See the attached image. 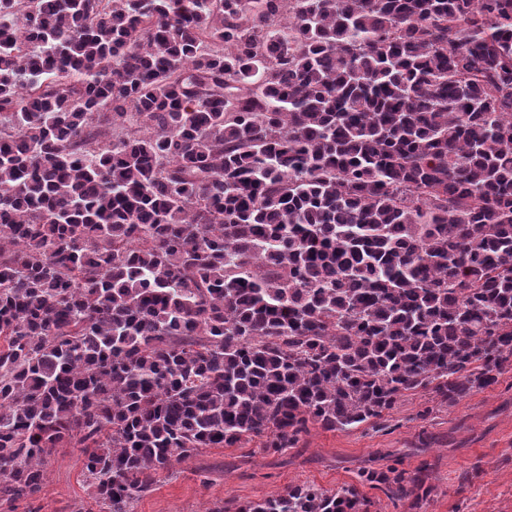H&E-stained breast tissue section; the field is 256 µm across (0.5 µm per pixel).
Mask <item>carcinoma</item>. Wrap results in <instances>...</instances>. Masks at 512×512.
Listing matches in <instances>:
<instances>
[{
    "instance_id": "cac0c4a2",
    "label": "carcinoma",
    "mask_w": 512,
    "mask_h": 512,
    "mask_svg": "<svg viewBox=\"0 0 512 512\" xmlns=\"http://www.w3.org/2000/svg\"><path fill=\"white\" fill-rule=\"evenodd\" d=\"M509 370L512 0H0L1 503L81 448L129 512L205 448Z\"/></svg>"
}]
</instances>
